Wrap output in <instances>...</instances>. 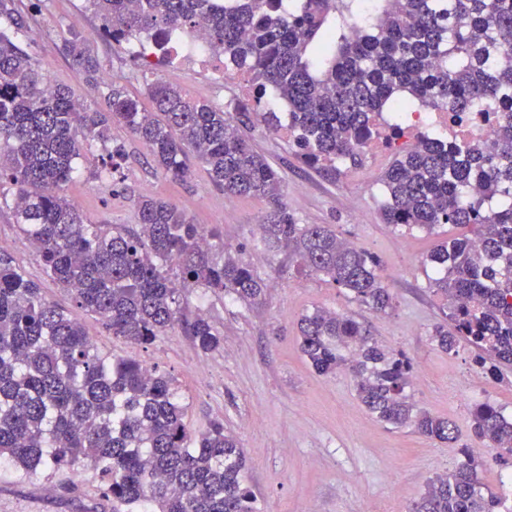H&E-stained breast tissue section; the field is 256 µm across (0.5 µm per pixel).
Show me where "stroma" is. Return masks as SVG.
I'll return each instance as SVG.
<instances>
[{
    "instance_id": "35a3bbf8",
    "label": "stroma",
    "mask_w": 512,
    "mask_h": 512,
    "mask_svg": "<svg viewBox=\"0 0 512 512\" xmlns=\"http://www.w3.org/2000/svg\"><path fill=\"white\" fill-rule=\"evenodd\" d=\"M16 6L25 22L20 42L52 82L73 87L92 106H103L114 84L149 106L147 85L157 78L227 110L245 97L238 81L219 76L213 67H187L179 61L149 66L133 58L130 44L100 37L102 20L86 0H16ZM72 31L90 38L103 74L98 86L80 80L59 52L62 38ZM240 130L278 171L283 201L300 223L332 225L379 257L384 283L394 296L393 310L378 315L361 308L321 276L300 268L286 251L269 248L254 229L269 209L266 199L225 196L197 162L189 177L172 179L142 143L116 124L111 135L113 146L123 152L120 176L99 180L86 164L67 188L87 223L133 225L140 196L163 199L183 210L191 223L218 225L223 238L212 257L220 261L228 253L240 255L267 288L253 304L197 291L189 296L185 313H204L222 337L219 349L207 354L177 328L144 347L113 336L89 315L84 329L94 345L112 358L134 359L173 377L191 433L223 422L246 451L247 482L262 512H411L431 478L453 471L473 452L487 461L480 474L483 491L512 497L507 485L512 460L496 461L495 449L478 447L471 431L478 403L490 402L512 416V369L491 374L475 365L469 344L448 353L433 342L444 304L429 287L431 270L425 264L433 238L383 223L380 176L385 161L364 160L362 174L332 180L300 160L286 129L274 134L253 122ZM0 257L35 282L48 302L72 307L71 297L47 276L12 209L3 203ZM317 307L355 314L369 322L373 336L390 353L408 357L413 401L451 419L456 441L441 443L382 424L361 405L349 372L315 373L300 350L298 324ZM0 512H112V501L104 497L90 462L71 471L27 473L0 461Z\"/></svg>"
}]
</instances>
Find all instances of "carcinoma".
I'll return each mask as SVG.
<instances>
[{
	"label": "carcinoma",
	"mask_w": 512,
	"mask_h": 512,
	"mask_svg": "<svg viewBox=\"0 0 512 512\" xmlns=\"http://www.w3.org/2000/svg\"><path fill=\"white\" fill-rule=\"evenodd\" d=\"M88 2L102 36L122 42L144 33L167 63L176 59L172 30L205 32L224 74L244 81L255 117L286 127L303 162L331 179L382 140L393 154L381 176L384 223L429 235L442 224L461 229L426 256L429 287L446 300L451 322L435 327L433 341L450 353L471 344L483 370L512 365V0ZM23 27L14 0H0V185H10L16 224L74 307L47 302L0 260V458L27 472L89 460L112 512H261L239 439L221 422L191 436L174 380L100 353L82 317L143 346L178 326L206 354L222 338L204 315L184 316L187 294L201 288L251 304L264 280L239 256L211 258L208 240L221 239L219 230L191 223L169 202L140 197L134 227L88 224L65 187L94 146L95 176H114L123 154L110 147V124H120L171 178L189 174L192 153L225 195L268 199L267 244L387 314L394 297L380 261L328 224L300 223L282 201L278 171L232 113L157 79L151 111L112 86L106 119L71 87L50 82L16 41ZM60 51L84 83L98 85L100 62L83 34L69 33ZM489 101L500 113L485 110ZM416 106L446 112L455 125L490 117L495 138L461 141L433 130L408 141L405 120ZM299 333L308 364L323 375L348 370L379 422L456 438L450 419L411 401V362L388 356L365 323L317 307L300 319ZM472 428L499 449L498 459L512 457V418L496 406L475 405ZM482 466L469 456L436 476L412 512H500V500L482 492Z\"/></svg>",
	"instance_id": "obj_1"
}]
</instances>
